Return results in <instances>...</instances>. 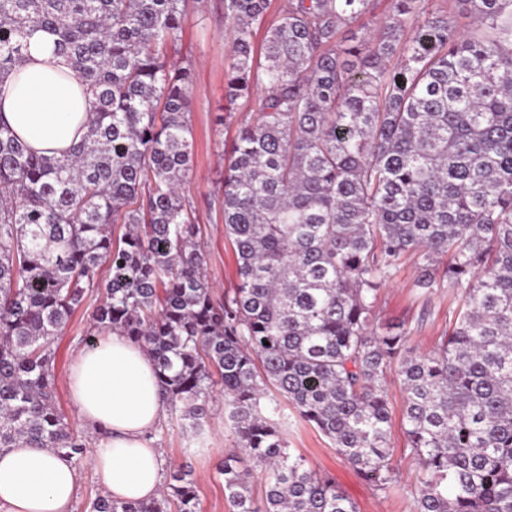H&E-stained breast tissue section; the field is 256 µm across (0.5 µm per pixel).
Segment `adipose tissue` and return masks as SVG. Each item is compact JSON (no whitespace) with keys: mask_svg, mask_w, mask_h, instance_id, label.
<instances>
[{"mask_svg":"<svg viewBox=\"0 0 512 512\" xmlns=\"http://www.w3.org/2000/svg\"><path fill=\"white\" fill-rule=\"evenodd\" d=\"M67 68L52 38L38 33L17 73L0 82V117L35 150H70L85 132L88 102ZM69 380L82 421L97 435L90 461L106 495L158 497L165 461L151 433L163 402L146 351L107 334L77 352ZM78 477L74 459L49 449L0 450V512H73Z\"/></svg>","mask_w":512,"mask_h":512,"instance_id":"adipose-tissue-1","label":"adipose tissue"}]
</instances>
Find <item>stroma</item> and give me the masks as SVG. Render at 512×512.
Wrapping results in <instances>:
<instances>
[{"label": "stroma", "instance_id": "obj_1", "mask_svg": "<svg viewBox=\"0 0 512 512\" xmlns=\"http://www.w3.org/2000/svg\"><path fill=\"white\" fill-rule=\"evenodd\" d=\"M186 22L174 61L191 65L194 73L192 110L193 167L185 195L196 210L199 238L208 275L216 294L233 288L237 281L233 246L224 235V216L218 203L224 179V146L232 142L238 120L257 112L258 98L238 100L233 110L236 120L228 125L217 121L224 112V67L228 52L224 0H186ZM419 260L404 257L395 276L379 291L376 315L380 322L398 326L409 344L420 351L434 349L455 318L461 303L457 289L440 286L423 290L416 284ZM101 294L89 295L74 313L55 349V395L71 429L87 443L95 436L79 418L72 403L69 371L74 354L86 346V333ZM390 414V463L397 476L387 494L374 490L337 452L333 443L316 428L299 419L293 409H285V438L293 455L303 457L319 474L332 478L337 488L356 503L359 512H415L416 484L420 465L407 447L405 390L397 369H388L385 379ZM201 435L186 430L174 413H165L152 433L160 448L166 470L187 467L196 482L200 512H231L224 495L220 468L227 454L237 451L236 437L224 415L223 401Z\"/></svg>", "mask_w": 512, "mask_h": 512}]
</instances>
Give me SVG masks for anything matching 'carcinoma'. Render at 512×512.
I'll use <instances>...</instances> for the list:
<instances>
[{"label": "carcinoma", "mask_w": 512, "mask_h": 512, "mask_svg": "<svg viewBox=\"0 0 512 512\" xmlns=\"http://www.w3.org/2000/svg\"><path fill=\"white\" fill-rule=\"evenodd\" d=\"M429 2L379 14L378 0H288L268 24L269 0H224L225 98L261 97L224 151L237 283L221 300L183 193L193 72L170 51L184 0H0V79L41 31L90 99L85 134L60 156L0 120V449L85 458L55 400L52 343L105 265L89 335L142 346L164 404L195 433L224 397L242 452L221 468L234 512H358L290 453L271 386L391 491L393 363L417 512H512V0H456L463 33ZM360 19L372 49L338 48ZM409 253L418 286L442 266L462 292L428 352L375 324ZM244 456L266 475L259 502ZM90 512H199L198 492L179 470L157 498L99 496Z\"/></svg>", "instance_id": "carcinoma-1"}]
</instances>
